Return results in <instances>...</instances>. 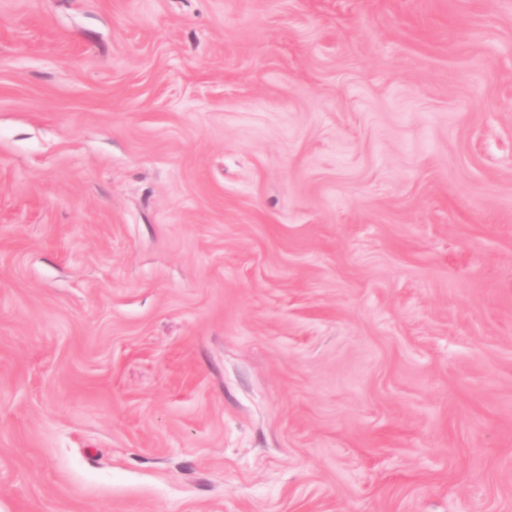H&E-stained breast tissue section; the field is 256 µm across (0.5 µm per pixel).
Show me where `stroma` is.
<instances>
[{
  "label": "stroma",
  "mask_w": 512,
  "mask_h": 512,
  "mask_svg": "<svg viewBox=\"0 0 512 512\" xmlns=\"http://www.w3.org/2000/svg\"><path fill=\"white\" fill-rule=\"evenodd\" d=\"M0 512H512V0H0Z\"/></svg>",
  "instance_id": "stroma-1"
}]
</instances>
